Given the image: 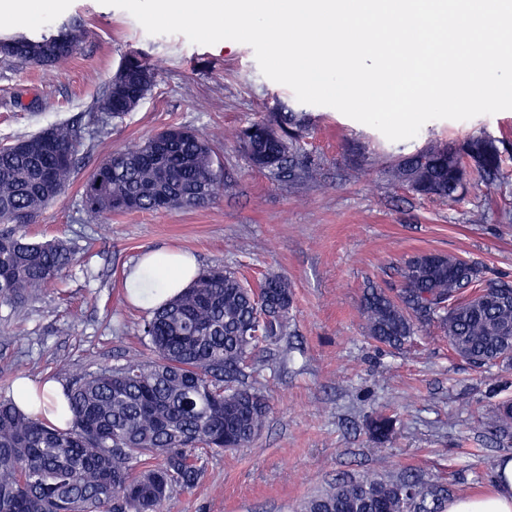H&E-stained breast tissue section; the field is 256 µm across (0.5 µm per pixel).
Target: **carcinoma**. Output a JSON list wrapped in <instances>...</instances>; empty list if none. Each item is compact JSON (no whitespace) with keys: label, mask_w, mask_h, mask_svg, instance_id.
I'll use <instances>...</instances> for the list:
<instances>
[{"label":"carcinoma","mask_w":512,"mask_h":512,"mask_svg":"<svg viewBox=\"0 0 512 512\" xmlns=\"http://www.w3.org/2000/svg\"><path fill=\"white\" fill-rule=\"evenodd\" d=\"M85 23L68 18L36 36L0 38V56L51 76L79 50ZM132 80L112 84V111L95 122L123 119L156 81L154 69L129 65ZM307 115L259 120L232 138L250 164L293 185L321 180L319 164L301 161ZM87 127L62 124L0 146V306L16 307L61 279L77 262L65 240L33 241L28 226L58 202L78 173ZM477 174L489 187L502 175L496 140L484 133L457 149L431 142L400 156L392 182L438 199L467 192ZM225 187L211 142L170 125L149 140L114 153L82 183L87 219L107 221L132 211L206 206ZM398 286L369 287L361 301L365 335L401 348L433 327L472 365L512 369V282L485 279L477 264L440 253H418L398 269ZM293 292L267 273L255 285L220 266L201 270L179 295L138 324L154 357L125 360L80 373L67 386L71 420L49 425L0 396V512H159L175 489L193 490L202 454L249 448L269 405L245 384L244 369L261 344L286 335ZM512 436V402L490 422ZM443 498L422 476L366 474L342 479L311 498L305 512H442Z\"/></svg>","instance_id":"cac0c4a2"}]
</instances>
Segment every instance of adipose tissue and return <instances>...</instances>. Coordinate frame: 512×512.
Here are the masks:
<instances>
[{"label":"adipose tissue","instance_id":"1","mask_svg":"<svg viewBox=\"0 0 512 512\" xmlns=\"http://www.w3.org/2000/svg\"><path fill=\"white\" fill-rule=\"evenodd\" d=\"M197 274L190 254L145 253L127 274V298L141 309H152L186 288ZM12 396L21 408L54 425H65L70 417L65 389L56 380L16 379ZM445 512H512V454L497 460L494 484L488 493L449 501Z\"/></svg>","mask_w":512,"mask_h":512}]
</instances>
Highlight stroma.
<instances>
[{"instance_id":"35a3bbf8","label":"stroma","mask_w":512,"mask_h":512,"mask_svg":"<svg viewBox=\"0 0 512 512\" xmlns=\"http://www.w3.org/2000/svg\"><path fill=\"white\" fill-rule=\"evenodd\" d=\"M70 17L89 33L57 75L0 59V145L86 116L134 54L155 68L156 83L123 122L95 133L79 177L184 125L213 139L227 187L199 209L128 212L100 226L87 222L80 186L71 184L29 231L71 242L78 261L23 305L0 308V393L20 375L66 384L100 366L150 358L137 337L147 313L128 302L126 274L145 252L185 251L200 266L221 264L253 282L281 274L293 304L287 336L261 346L245 370L272 406L260 435L251 448L204 457L198 485L174 491L163 512H301L336 479L365 472L420 473L453 498L488 491L512 438L477 420L512 400V372L470 365L432 328L399 350L378 345L365 336L360 304L367 285H395L401 263L422 252L459 256L478 263L485 279L512 281V110L432 120L415 138L393 142L333 108L300 103L262 74L249 45L151 35L100 0H52L34 21L0 14V33L39 32ZM282 112L309 116L303 148L322 168L319 183L288 187L252 167L232 139ZM479 133L502 151L506 177L496 188L478 185L446 201L388 180L398 156ZM379 414L394 420L381 440L368 431Z\"/></svg>"}]
</instances>
